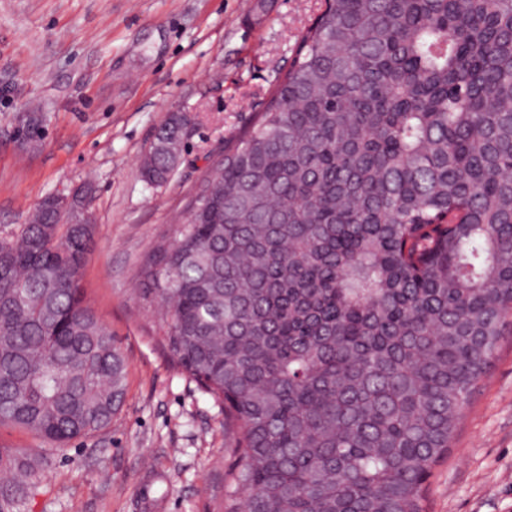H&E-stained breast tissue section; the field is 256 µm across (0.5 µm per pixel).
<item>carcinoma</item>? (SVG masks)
Listing matches in <instances>:
<instances>
[{"label":"carcinoma","mask_w":512,"mask_h":512,"mask_svg":"<svg viewBox=\"0 0 512 512\" xmlns=\"http://www.w3.org/2000/svg\"><path fill=\"white\" fill-rule=\"evenodd\" d=\"M180 115L145 154L166 184ZM139 269L164 348L224 400V512H425L512 316V0H325L264 109ZM93 225L0 237V425L112 424L125 361L86 304ZM34 457L0 448V512Z\"/></svg>","instance_id":"1"}]
</instances>
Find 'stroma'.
I'll list each match as a JSON object with an SVG mask.
<instances>
[{"label": "stroma", "instance_id": "1", "mask_svg": "<svg viewBox=\"0 0 512 512\" xmlns=\"http://www.w3.org/2000/svg\"><path fill=\"white\" fill-rule=\"evenodd\" d=\"M323 0H0V236L81 185L94 244L86 300L127 363L111 425L50 455L24 512H221L224 405L169 357L138 268L172 237L224 146L287 71ZM41 113L38 144L15 135ZM192 119L168 183L142 159L170 113ZM428 512H512V316L427 482Z\"/></svg>", "mask_w": 512, "mask_h": 512}]
</instances>
